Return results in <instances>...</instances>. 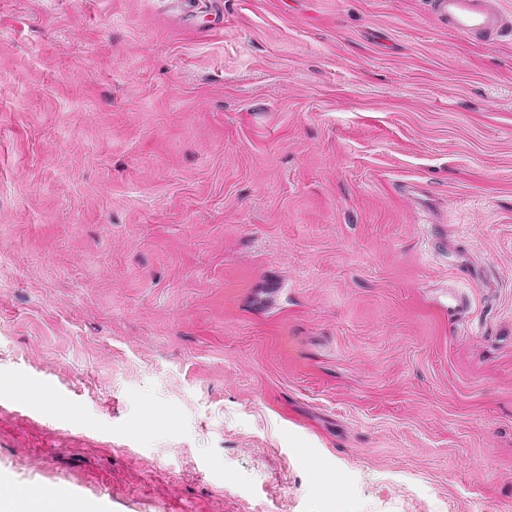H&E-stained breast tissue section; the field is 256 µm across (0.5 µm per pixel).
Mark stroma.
I'll use <instances>...</instances> for the list:
<instances>
[{"label":"stroma","mask_w":512,"mask_h":512,"mask_svg":"<svg viewBox=\"0 0 512 512\" xmlns=\"http://www.w3.org/2000/svg\"><path fill=\"white\" fill-rule=\"evenodd\" d=\"M222 2L0 0V478L512 512V41Z\"/></svg>","instance_id":"35a3bbf8"}]
</instances>
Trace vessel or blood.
<instances>
[{"mask_svg": "<svg viewBox=\"0 0 512 512\" xmlns=\"http://www.w3.org/2000/svg\"><path fill=\"white\" fill-rule=\"evenodd\" d=\"M431 10L457 35L488 44L512 40V15L500 0H431Z\"/></svg>", "mask_w": 512, "mask_h": 512, "instance_id": "obj_1", "label": "vessel or blood"}]
</instances>
